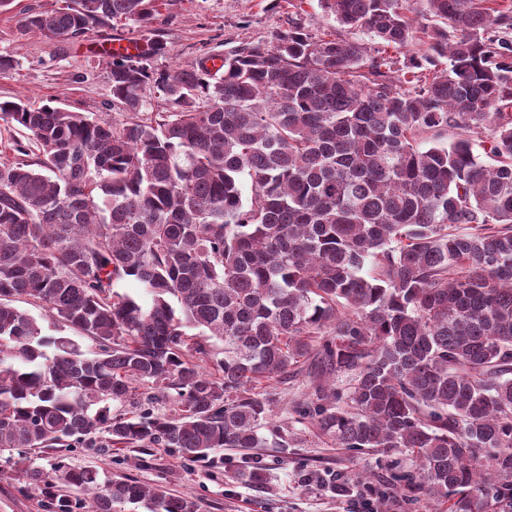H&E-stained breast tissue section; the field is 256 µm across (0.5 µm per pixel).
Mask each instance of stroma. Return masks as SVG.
Here are the masks:
<instances>
[{
  "mask_svg": "<svg viewBox=\"0 0 512 512\" xmlns=\"http://www.w3.org/2000/svg\"><path fill=\"white\" fill-rule=\"evenodd\" d=\"M56 5L57 0H15L13 11L0 13V53H14L17 60L14 70L0 75V101H50L108 117L113 113L112 77L101 51L113 39L130 38L145 49L162 41L164 53L149 58L150 66L162 71L195 64L242 42H268L294 23L317 34L338 29L318 0H156L157 14L146 26L118 23L77 40L18 38L20 9L44 11ZM319 369L314 353L288 383L271 379L262 384L288 447L224 448L214 463L205 464L167 448L145 454L117 447L104 451L95 437L72 443L65 461L72 467H95L104 477L131 478L191 497L200 512H448L446 499L425 492L411 497L401 490L398 477L412 465L407 453L339 448L313 427L295 423V408L315 401L317 389L329 383ZM245 466L262 468L266 482L249 486L237 481L235 472ZM0 512H50L49 500L27 488L9 465L0 476Z\"/></svg>",
  "mask_w": 512,
  "mask_h": 512,
  "instance_id": "35a3bbf8",
  "label": "stroma"
}]
</instances>
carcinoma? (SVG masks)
Wrapping results in <instances>:
<instances>
[{
	"label": "carcinoma",
	"instance_id": "obj_1",
	"mask_svg": "<svg viewBox=\"0 0 512 512\" xmlns=\"http://www.w3.org/2000/svg\"><path fill=\"white\" fill-rule=\"evenodd\" d=\"M59 2L23 13L19 37L155 8ZM319 2L371 43L293 25L220 73L117 56L110 119L0 101L26 138L0 159V456L96 434L200 462L286 448L258 385L325 336L349 387L304 412L321 434L415 454L405 489L448 512H512V6L420 0L416 20L407 0ZM418 40L401 65L383 55ZM127 279L149 301L119 292ZM21 299L95 350L43 334ZM158 396L178 410L154 414ZM24 476L53 512L199 510L61 460Z\"/></svg>",
	"mask_w": 512,
	"mask_h": 512
}]
</instances>
